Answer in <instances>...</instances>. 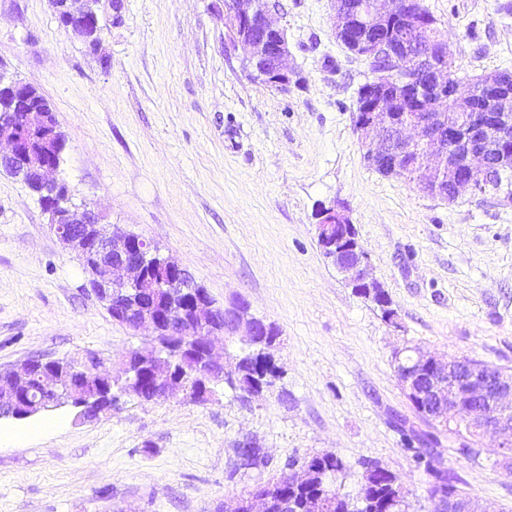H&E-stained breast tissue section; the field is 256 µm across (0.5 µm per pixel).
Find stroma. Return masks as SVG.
Segmentation results:
<instances>
[{
    "instance_id": "obj_1",
    "label": "stroma",
    "mask_w": 512,
    "mask_h": 512,
    "mask_svg": "<svg viewBox=\"0 0 512 512\" xmlns=\"http://www.w3.org/2000/svg\"><path fill=\"white\" fill-rule=\"evenodd\" d=\"M302 83L249 78L215 0H123L97 44L69 35L54 0H0V74L35 87L65 135L60 175L103 223L154 242L217 307L238 303L280 332V377L250 401L220 387L199 404L127 396L54 429L0 420V512H215L329 453L356 496L362 463L398 478L409 512H430L394 417L436 433L433 453L480 502L512 507V475L491 448L456 451L417 414L396 376L413 347L512 370V194L448 202L379 174L354 127L362 59L337 42L329 0H275ZM458 78L512 71V0H422ZM354 224L394 317L358 295L322 252L320 204ZM116 321L37 197L0 173V368L32 357L119 362L150 346ZM252 440L267 464L237 470Z\"/></svg>"
}]
</instances>
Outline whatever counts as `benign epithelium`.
Instances as JSON below:
<instances>
[{"label": "benign epithelium", "mask_w": 512, "mask_h": 512, "mask_svg": "<svg viewBox=\"0 0 512 512\" xmlns=\"http://www.w3.org/2000/svg\"><path fill=\"white\" fill-rule=\"evenodd\" d=\"M222 3L225 36L245 46L247 61L256 62L269 87L286 93L300 84L299 72L290 64L291 50L284 31L270 20L269 0H218ZM332 27L336 40L355 56L384 67L372 72L368 87L381 88L369 97L355 115L364 158L376 170L396 177L410 174L407 181L420 190L446 201L464 192L480 193L490 171L506 157L503 147L512 144V75L484 76L480 85L484 100L481 111L474 110L471 95L460 90V82L448 75L445 40L434 31L414 24L421 11L418 0H330ZM455 100L463 122L451 125L440 104ZM9 145L0 151V170L22 172L39 167L38 185L56 192L59 167L43 160L36 162L17 136L0 129V142ZM450 176L449 188L441 185L443 172ZM54 235L73 250L85 272L91 275L93 293L119 324L133 330L147 326L153 343L147 351L133 349L126 355L124 379L99 371L103 361L90 357L84 362L52 364L44 358L28 359L13 376L32 377L39 383L40 397L13 399L11 411L3 415L14 420L29 419L40 412L72 407L78 416L97 417L112 408V387L121 395H139L144 366L162 387L161 398L178 394L204 403L221 383L237 385L241 356L225 352L215 356L212 338L224 333L234 342L239 331L241 352L275 359L278 337L272 325L249 314L239 305L217 314L207 291L198 287L193 275L171 259L164 260L170 278L154 285L156 290L182 298L176 314L151 315L142 312L136 296L144 286L146 269L160 252L155 244L134 233L115 231L101 223L89 205L72 206L50 224ZM318 242L327 257L342 271L351 273L353 288L373 298L369 288L376 285L370 276L368 254L360 244L355 226L336 202L318 210ZM397 376L402 390L422 417L438 420L442 426L465 437L469 447L497 450L499 462L512 473V372L468 357L445 361L409 349L398 358ZM279 378V367L263 382L240 392V397L271 390ZM434 512H505L504 506L489 502L475 507L472 497L448 488V483L432 478L427 490ZM224 512H294L279 480H270L248 495L224 505Z\"/></svg>", "instance_id": "1"}]
</instances>
